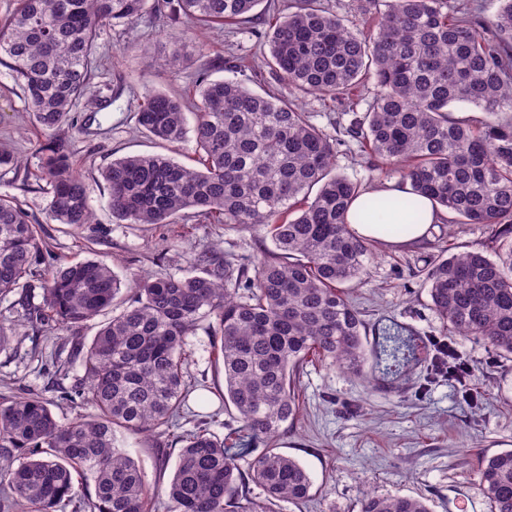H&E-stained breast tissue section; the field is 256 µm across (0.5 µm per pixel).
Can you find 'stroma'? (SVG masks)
Here are the masks:
<instances>
[{"mask_svg": "<svg viewBox=\"0 0 512 512\" xmlns=\"http://www.w3.org/2000/svg\"><path fill=\"white\" fill-rule=\"evenodd\" d=\"M181 45L193 49L185 67H147V60L162 58ZM267 53V45L255 42L243 29H213L181 17L158 20L148 13L133 25L101 29L90 92L72 112L87 130L77 135L67 125L59 130L60 135H73V163L92 186L94 222L79 231L47 214L49 187L39 178L38 153L46 136L31 124L27 96L13 72L0 64V146L21 156L26 166L21 178L0 172V195L15 198L38 224L53 257L105 261L125 282L137 274L182 275V252L203 244L242 257L258 254L269 240L251 229L197 224L190 218L161 225L117 221L101 171L113 159L133 154L169 155L196 166L192 136L169 146L138 129L140 103L149 93L192 102L199 71L221 79L226 75L221 59L257 65ZM443 247L452 253L488 252L492 233L483 224H454L446 230L433 227L428 239L415 246L373 244L366 282L348 290L367 324L365 373L349 375L318 358L304 366L297 381L301 413L272 445L306 468L313 480L312 495L299 505L278 502L276 512H360L368 492L422 498L431 512H490L478 490L479 466L482 457L512 449V358L484 341L454 338L458 356L472 371L462 383L438 371L433 354L423 348H415L397 365L380 350L390 334L430 342L442 338L424 268ZM0 323L14 325L17 334L13 345L0 351V396L30 389L52 400L58 418L88 414V407L58 399L61 388L84 374L77 364L60 372L51 361L53 350L68 351L67 339L32 330L10 296L0 298ZM187 350L186 380L212 391L222 387V360L207 323L189 336ZM199 415L212 416V431L228 447H249L248 439L232 433L234 408L215 398L204 407L190 402L183 428L192 429ZM130 451L148 481L169 483L177 446L144 436Z\"/></svg>", "mask_w": 512, "mask_h": 512, "instance_id": "obj_1", "label": "stroma"}]
</instances>
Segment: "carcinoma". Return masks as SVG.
Returning <instances> with one entry per match:
<instances>
[{"instance_id":"cac0c4a2","label":"carcinoma","mask_w":512,"mask_h":512,"mask_svg":"<svg viewBox=\"0 0 512 512\" xmlns=\"http://www.w3.org/2000/svg\"><path fill=\"white\" fill-rule=\"evenodd\" d=\"M261 2L17 0L0 20V62L9 61L32 122L49 136L40 175L48 216L74 230L93 223L89 188L72 169L71 140L55 132L88 91L101 27L133 25L148 10L250 25L270 46L264 92L246 85V65L234 61L231 78L199 77L193 112L151 93L136 113L139 129L168 145L194 121L199 167L137 154L101 176L112 217L126 224H173L189 210L199 224L253 228L273 244L247 261L203 246L183 255V275L124 290L103 261L50 259L28 213L0 196V297L19 295L27 323L69 337L84 375L61 399L95 409L61 421L40 393L0 397V512H157L160 503L167 512H270L267 502L309 497L310 475L279 449L246 459L203 423L177 432V419L187 339L203 321L222 355L217 396L235 409L236 432L257 441L297 419L296 380L309 354L362 373L365 326L346 288L366 280L371 243L347 216L369 186L337 173L339 138L311 122L310 97L353 113L343 133L368 149L371 178L409 186L410 196L375 198L370 211L418 224L414 197L425 196L443 224L491 228L494 256L441 253L426 282L446 335L512 356V0L491 17L452 0H357L346 16L324 0H288L269 33L254 12ZM370 84V100L350 98ZM459 102L485 117L456 116ZM152 434L182 444L165 489L148 482L128 448ZM251 483L265 501L249 497ZM479 487L490 512H512V449L481 461ZM360 512L431 510L419 498L367 493Z\"/></svg>"}]
</instances>
